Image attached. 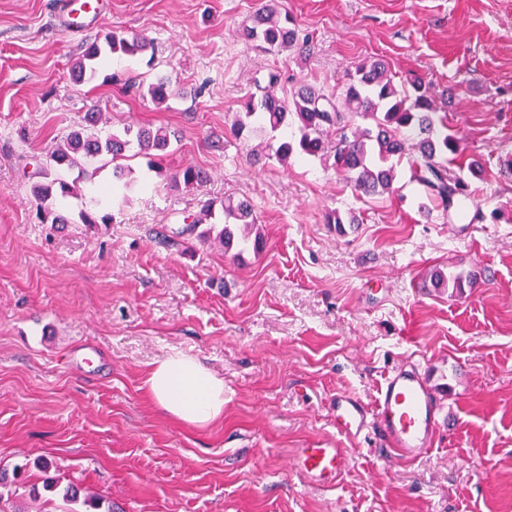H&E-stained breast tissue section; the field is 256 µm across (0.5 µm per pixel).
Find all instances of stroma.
<instances>
[{
	"mask_svg": "<svg viewBox=\"0 0 512 512\" xmlns=\"http://www.w3.org/2000/svg\"><path fill=\"white\" fill-rule=\"evenodd\" d=\"M266 2L105 0L73 37L56 0H0V467L24 481L0 489L6 512H70L44 489L42 457L114 512H512V0H277L310 38L278 53L243 37ZM112 33L148 38L152 57L73 83L86 45ZM370 57L421 78L483 165V218L465 232L421 212L407 168L394 193L360 197L320 161H257L232 135L239 100L269 73L281 97L303 83L333 93ZM160 77L173 94L158 106L143 88ZM93 109L111 130H174L167 170L195 165L209 181L174 189L140 155L127 165L150 187L115 223H37L36 173ZM228 194L253 204L264 235L239 260L176 234ZM334 208L358 224L338 232ZM447 267L484 276L435 290L430 272ZM87 345L105 376L67 364ZM174 351L223 378L222 420L198 429L150 400L145 373ZM403 360L424 369L448 430L413 460L349 448L331 396L373 403ZM327 439L347 456L319 488L290 451Z\"/></svg>",
	"mask_w": 512,
	"mask_h": 512,
	"instance_id": "1",
	"label": "stroma"
}]
</instances>
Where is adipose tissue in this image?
Wrapping results in <instances>:
<instances>
[{"label":"adipose tissue","instance_id":"ef3b65f1","mask_svg":"<svg viewBox=\"0 0 512 512\" xmlns=\"http://www.w3.org/2000/svg\"><path fill=\"white\" fill-rule=\"evenodd\" d=\"M144 386L165 414L177 421L205 428L224 416V381L199 360L175 352L153 365Z\"/></svg>","mask_w":512,"mask_h":512}]
</instances>
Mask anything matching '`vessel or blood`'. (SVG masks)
<instances>
[{"label": "vessel or blood", "mask_w": 512, "mask_h": 512, "mask_svg": "<svg viewBox=\"0 0 512 512\" xmlns=\"http://www.w3.org/2000/svg\"><path fill=\"white\" fill-rule=\"evenodd\" d=\"M59 16L65 29L84 34L101 17L103 0H59ZM104 358L99 349L89 346L71 355L73 365L97 372ZM330 404L336 413V433L356 441L377 435L404 459H413L432 446L445 427L433 401L420 365L403 361L388 370L374 405L342 391ZM342 449L327 445L296 448L292 451L293 470L306 482L328 488L334 486L343 469Z\"/></svg>", "instance_id": "vessel-or-blood-1"}]
</instances>
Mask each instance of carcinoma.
<instances>
[{
    "mask_svg": "<svg viewBox=\"0 0 512 512\" xmlns=\"http://www.w3.org/2000/svg\"><path fill=\"white\" fill-rule=\"evenodd\" d=\"M244 37L260 43L268 51H284L299 44L292 18L281 16L275 4L266 5L257 14ZM152 48L138 35L108 34L104 41L91 43L74 63L78 81H93L101 63L110 58L136 57ZM158 104L171 95L169 81L158 78L147 88ZM103 113L87 112L79 129L71 132L49 155L50 166L57 171H78L67 179L58 174L32 186L37 200L36 219L40 224H112L113 206L128 200L134 191L129 172L116 160L134 149L154 154L151 171L163 176L162 157L166 155L175 132L126 125L121 131L102 134L99 125ZM233 136L250 147L254 157L264 155L286 165L294 158L313 157L343 173L361 196L390 194L394 190L396 167L408 161L412 181L425 197L448 214V219L465 220L469 213L465 201L471 193L467 176L480 172L478 161L464 162L460 138L448 128V115L437 109L429 87L419 79L398 85L388 64L378 58L363 60L349 70L340 94L331 97L320 89L303 85L291 97H279L266 88L240 101L231 126ZM110 157L112 185L95 183L101 167L92 164ZM208 180L202 169L187 165L169 176V185L196 190ZM75 199L81 208L77 214L66 209ZM202 224L209 228L198 231ZM222 225L215 230L216 225ZM177 235L195 236L203 242L218 239L224 252H259L263 236L253 205L247 199L227 195L217 201L203 202L199 215L184 225ZM481 272H445L436 270L431 284L455 293L474 287Z\"/></svg>",
    "mask_w": 512,
    "mask_h": 512,
    "instance_id": "carcinoma-1",
    "label": "carcinoma"
}]
</instances>
